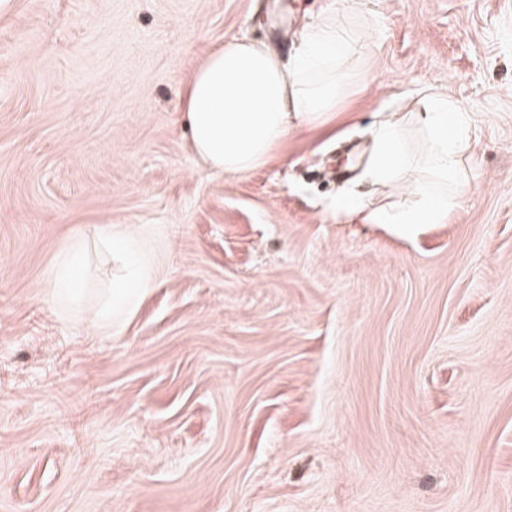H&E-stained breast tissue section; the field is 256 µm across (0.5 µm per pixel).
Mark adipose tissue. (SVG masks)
<instances>
[{
    "instance_id": "ef3b65f1",
    "label": "adipose tissue",
    "mask_w": 512,
    "mask_h": 512,
    "mask_svg": "<svg viewBox=\"0 0 512 512\" xmlns=\"http://www.w3.org/2000/svg\"><path fill=\"white\" fill-rule=\"evenodd\" d=\"M356 0H331L325 17L306 23L299 44L281 60L266 43L244 38L225 41L207 53L187 82L182 110L194 152L210 168L243 174L266 163L296 128L309 126L356 85L355 59L375 45L374 26L357 30L347 19ZM412 120L425 128V178L403 181L414 159L403 147L405 124L394 119L376 129V154L369 169L374 183L396 185L411 196L396 209H374L373 224H444L457 207L466 180L462 160L472 148L467 112L444 97L425 100ZM113 262L115 272L101 289L90 324L104 336L120 331L154 282V255L128 224H99L74 237L56 257L48 279L58 308L77 310L92 255Z\"/></svg>"
}]
</instances>
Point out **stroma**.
<instances>
[{
	"label": "stroma",
	"instance_id": "stroma-1",
	"mask_svg": "<svg viewBox=\"0 0 512 512\" xmlns=\"http://www.w3.org/2000/svg\"><path fill=\"white\" fill-rule=\"evenodd\" d=\"M327 0L0 6V512H512V0H362V84L242 175L191 148L207 52ZM471 119L447 223L369 224L374 132ZM360 213L340 216L338 198ZM158 258L125 328L52 302L69 240Z\"/></svg>",
	"mask_w": 512,
	"mask_h": 512
}]
</instances>
